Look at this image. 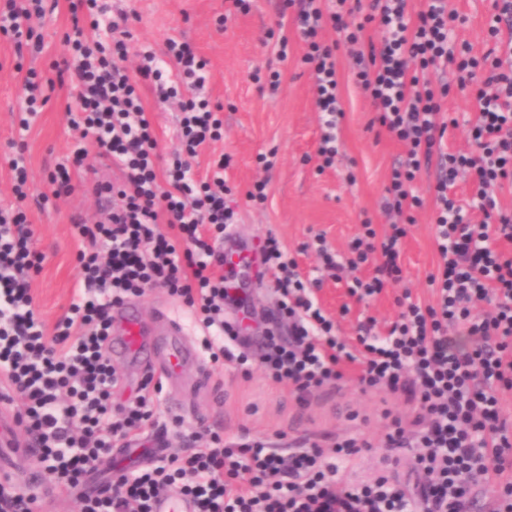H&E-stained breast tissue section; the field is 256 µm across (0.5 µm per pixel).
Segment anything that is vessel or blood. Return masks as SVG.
<instances>
[{
	"label": "vessel or blood",
	"instance_id": "b4317fda",
	"mask_svg": "<svg viewBox=\"0 0 512 512\" xmlns=\"http://www.w3.org/2000/svg\"><path fill=\"white\" fill-rule=\"evenodd\" d=\"M224 259L232 269H240L255 259L253 251L242 246L236 235L226 236L223 243ZM164 331L155 335L143 320L136 302H126L114 307L112 322L115 335L112 339L111 354L113 357L134 361L141 367L153 368L162 374L167 384H174L182 370L189 365L205 369L204 353L193 343L189 331L180 319L171 315H163ZM12 420L0 414V477L13 478L17 468L23 466L31 456L32 450L6 432Z\"/></svg>",
	"mask_w": 512,
	"mask_h": 512
}]
</instances>
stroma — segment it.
Instances as JSON below:
<instances>
[{"label":"stroma","mask_w":512,"mask_h":512,"mask_svg":"<svg viewBox=\"0 0 512 512\" xmlns=\"http://www.w3.org/2000/svg\"><path fill=\"white\" fill-rule=\"evenodd\" d=\"M47 2L46 15L36 28L44 43L40 55L16 58L13 44L0 37V205L14 201L9 160L23 153L29 170L27 215L35 230V247L44 256L32 288L40 316L51 326L78 294L77 244L71 220L79 215L93 222L100 214L94 198L79 191L56 201L42 199L49 191V170L67 160L75 143L65 112L67 87H56L29 131L20 132L18 127L22 86L15 63L49 77L53 63L62 62L67 55L66 36L72 31L67 4L65 0ZM107 2L111 9L136 15L131 25V57L145 51L163 54L167 41L175 38L188 42L208 60L206 93L222 107L224 137L204 149L195 166L203 172L220 156L228 157L224 179L239 203L235 231L243 243L255 247L267 233H274L288 248L299 250L300 267L307 273L318 258L302 252L301 246L314 235H325L341 254L360 231L363 219L384 229L388 176L404 158L405 148L374 123L370 100L352 79V61L345 49L336 52L345 109L339 125V153L333 166L323 170L318 157L319 113L310 77L298 63L303 42L297 28H288L287 59H279L263 43L274 21L276 0H249L245 12L236 10L231 0ZM447 2L449 10L464 19L455 31L457 41L468 42L477 55L492 48L487 31L492 0ZM272 71L280 74L274 94L266 83ZM436 78L447 83L445 107L458 122L448 131V147L453 151L467 148L468 124L477 110L475 88H460L451 68L437 73ZM140 94L152 113L163 153L172 152L176 147L173 105L160 101L152 86H141ZM267 154L275 161L268 172L258 162L259 156ZM264 177L269 180L268 201L262 206L250 205L245 194ZM415 218L402 242L404 279L400 286L365 304L350 298L343 284L325 280L319 299L328 312L338 316L341 336L352 337L358 319L366 315L382 324L393 320L399 312L396 298L403 289L430 300L428 277L437 264L431 206H424ZM210 373L211 390H164L160 420L169 426L171 447L180 445L178 429L169 425L175 416L188 426L205 422L228 440L246 434L271 439L284 449L306 435L336 438L356 427L375 442L384 430V409L402 416L409 411L403 397L365 391L352 380L324 387L302 402L288 385L272 383L255 367L246 375L228 364L211 367Z\"/></svg>","instance_id":"35a3bbf8"}]
</instances>
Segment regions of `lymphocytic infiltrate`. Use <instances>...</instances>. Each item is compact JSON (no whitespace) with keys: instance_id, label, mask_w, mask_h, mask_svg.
I'll return each instance as SVG.
<instances>
[{"instance_id":"obj_1","label":"lymphocytic infiltrate","mask_w":512,"mask_h":512,"mask_svg":"<svg viewBox=\"0 0 512 512\" xmlns=\"http://www.w3.org/2000/svg\"><path fill=\"white\" fill-rule=\"evenodd\" d=\"M495 8L489 33L496 49L479 56L469 43L454 42L460 16L445 0H428L419 10L412 0H278L275 26L266 32L283 59L288 20L298 22L300 60L321 114L323 166L336 159V128L344 115L336 48L321 39L328 26L352 47L355 81L372 100L375 123L408 149L386 188L391 224L385 234L363 222L342 259L324 236L314 238L324 269L349 272L350 296L368 300L401 281V241L414 211L427 204L415 181L422 166L439 165L428 202L438 257L428 278L435 300L425 304L403 293L394 321L381 327L365 318L354 341L336 335L318 297L321 278H302L296 257L275 235L259 247V277L278 296L276 327L257 344L265 376L288 383L301 398L349 378L366 389L405 394L412 417H391L379 447L388 461L413 453L411 481L392 474L366 484L345 481L336 456L371 448L360 436L327 449L307 437L284 454L263 438L227 443L199 426L188 432L185 453L161 455L148 468L115 473L89 490L86 476L111 461L113 449L161 429L163 384L153 375L143 376L132 401L112 404L121 383L108 353L113 306L149 288L165 290L204 331L212 363L241 370L252 359L231 351V344L245 339L224 319L230 292L221 245L237 217L225 164L215 161L203 175L191 164L201 147L224 134L220 106L202 94L208 60L172 39L165 57L148 51L129 69L128 14L107 16L101 0H70L76 37L63 70L69 75L68 123L79 138L49 182L54 197L71 194L92 145L120 176L92 185L102 204L98 221H72L83 288L54 327H46L34 308L32 277L44 257L33 245V226L20 206L0 207V400L14 405L15 425L59 498L77 497L81 512H155L162 493L178 495L191 512H512V426L502 409L503 395L512 394V255L495 246L512 242V211L492 193L512 186V71L503 70L501 60L512 56V39L500 37L512 28V0H496ZM44 13L43 0H0V35L16 52L39 53L34 24ZM373 21L381 42L360 50L365 26ZM450 63L461 84H479L471 153H453L445 145L448 86L434 82L432 73ZM145 82L162 101L178 104L181 150L163 168L140 94ZM22 85L26 109L19 126L26 131L56 82L30 69ZM462 173L482 219H474L452 192ZM478 302L489 306L480 316L472 313ZM487 485L494 494L484 501L479 493Z\"/></svg>"}]
</instances>
